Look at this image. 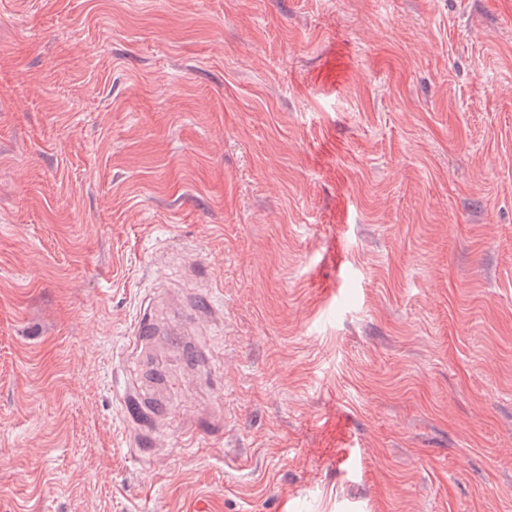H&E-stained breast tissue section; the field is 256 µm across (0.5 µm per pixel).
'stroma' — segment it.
<instances>
[{
	"instance_id": "1",
	"label": "stroma",
	"mask_w": 512,
	"mask_h": 512,
	"mask_svg": "<svg viewBox=\"0 0 512 512\" xmlns=\"http://www.w3.org/2000/svg\"><path fill=\"white\" fill-rule=\"evenodd\" d=\"M0 512H512V0H0ZM154 325L151 310H144L143 314L137 317L130 333L131 336H134L129 346V349L132 350L131 354H135L140 350L141 344L144 341L143 336H151L153 334ZM120 403L125 420L127 422H135L144 429V431L140 433L139 444L141 446H154L149 438L150 430L156 420L157 413L150 410L149 415H147L143 406L137 400L128 395H123L120 398Z\"/></svg>"
}]
</instances>
